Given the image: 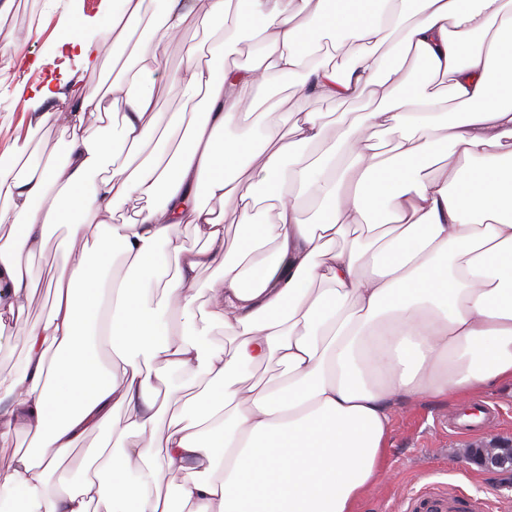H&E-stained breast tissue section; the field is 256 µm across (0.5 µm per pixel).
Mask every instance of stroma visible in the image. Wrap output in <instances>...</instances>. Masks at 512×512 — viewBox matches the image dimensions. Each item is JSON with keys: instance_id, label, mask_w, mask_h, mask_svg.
<instances>
[{"instance_id": "35a3bbf8", "label": "stroma", "mask_w": 512, "mask_h": 512, "mask_svg": "<svg viewBox=\"0 0 512 512\" xmlns=\"http://www.w3.org/2000/svg\"><path fill=\"white\" fill-rule=\"evenodd\" d=\"M107 6V0H13L10 12L0 16V41L16 33L19 25L41 27L40 39L22 44L19 52L47 62L46 70L23 74L0 68V154L21 144L26 145L25 156L32 161L60 154L64 130L54 126L43 132L31 127V113L23 111L17 101L18 85L39 82L49 72L60 80L80 72L76 60L54 55L53 47L72 20H79L85 29L102 25ZM214 38V26L197 24L182 30L179 39L172 42L158 73V106L162 111L181 109L182 95L172 78L183 66L187 48H194L197 56L210 57ZM483 403L495 406L499 415L476 436L449 429V419L465 406ZM489 435L512 438L511 385L487 387L464 401L427 398L396 410L389 434L388 472L362 498L358 512H398L400 504L435 485L485 499L491 508L496 505V496L512 498V474L487 472L464 458L473 439Z\"/></svg>"}]
</instances>
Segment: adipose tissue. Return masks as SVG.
Here are the masks:
<instances>
[{
	"label": "adipose tissue",
	"instance_id": "1",
	"mask_svg": "<svg viewBox=\"0 0 512 512\" xmlns=\"http://www.w3.org/2000/svg\"><path fill=\"white\" fill-rule=\"evenodd\" d=\"M144 2L112 0L100 35L58 42L86 71L133 46L110 98L75 75L18 94L36 126L67 139L41 166L0 158V331L23 346L0 378V446L30 438L0 473V512H356L386 471L395 410L512 384V0H163L135 45ZM256 19L250 65L191 52L176 73L203 111H156L176 33L199 21L236 35ZM329 31L356 52L307 61L306 43ZM287 79L293 111L261 141L227 139L246 111H266L262 87ZM369 92L377 105L302 164L326 128L310 101ZM56 98L69 108L43 111ZM220 202L238 215L235 237ZM361 223L377 235L337 245ZM60 225L79 261L56 270L53 307L31 322L29 262ZM185 225L202 247L185 246ZM163 252L177 262L168 280ZM119 258L132 273L116 283ZM175 309L177 331L162 321ZM211 321L230 350L206 343ZM103 339L121 375L102 362ZM272 359L283 380L249 385L247 368ZM176 373L214 390L169 411L160 394ZM94 433L104 449L59 479Z\"/></svg>",
	"mask_w": 512,
	"mask_h": 512
}]
</instances>
